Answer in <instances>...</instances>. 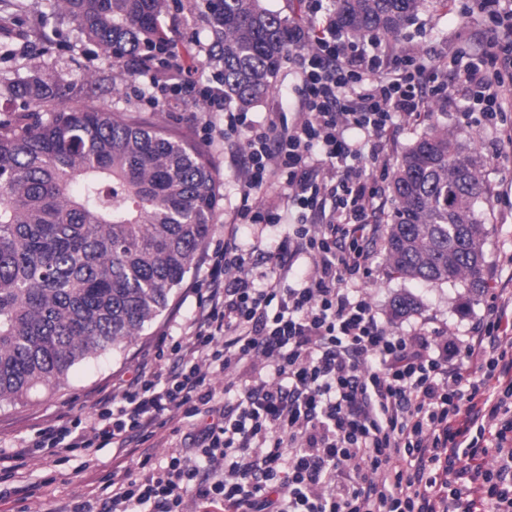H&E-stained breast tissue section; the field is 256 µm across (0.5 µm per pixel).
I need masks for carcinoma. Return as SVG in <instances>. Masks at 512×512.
I'll use <instances>...</instances> for the list:
<instances>
[{
  "instance_id": "1",
  "label": "carcinoma",
  "mask_w": 512,
  "mask_h": 512,
  "mask_svg": "<svg viewBox=\"0 0 512 512\" xmlns=\"http://www.w3.org/2000/svg\"><path fill=\"white\" fill-rule=\"evenodd\" d=\"M89 42L135 69L164 54L169 0H55ZM224 102L248 109L273 90L289 24L262 0H205ZM422 0H335L336 31L394 38ZM57 78L8 87L33 123H0V404L65 385L70 370L122 353L175 300L214 231L219 182L199 149L105 104L69 107ZM48 113L44 118L41 113ZM429 108L391 172L385 263L399 278L485 288L483 157ZM411 293L389 315L418 312Z\"/></svg>"
}]
</instances>
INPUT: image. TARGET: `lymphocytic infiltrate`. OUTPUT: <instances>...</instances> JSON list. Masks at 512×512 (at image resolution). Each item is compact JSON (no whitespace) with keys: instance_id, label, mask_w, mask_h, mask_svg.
<instances>
[{"instance_id":"obj_1","label":"lymphocytic infiltrate","mask_w":512,"mask_h":512,"mask_svg":"<svg viewBox=\"0 0 512 512\" xmlns=\"http://www.w3.org/2000/svg\"><path fill=\"white\" fill-rule=\"evenodd\" d=\"M473 2L487 37L458 61L456 81L493 121L512 92V0ZM321 9L309 0L291 25L297 119L277 112L246 134L243 192L261 201L244 217L277 224L300 210L275 272L255 287L235 238L225 240L206 261L188 335L160 343L91 424L40 430L34 448L108 446L117 459L91 497L58 512H512V297L493 294L470 336L451 339V360L426 328L384 326L357 286L383 207L374 175L392 167L398 121H423L443 95L438 68L390 56L372 36H337ZM179 72L174 94L222 114L227 131L243 127L223 86ZM303 253L315 268L290 286L288 262ZM216 369L235 376L217 387ZM235 388L241 398L216 409ZM189 418L203 425L188 444ZM161 434L167 462L156 467L144 446ZM133 446L143 450L134 468L123 463Z\"/></svg>"}]
</instances>
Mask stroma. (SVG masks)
I'll use <instances>...</instances> for the list:
<instances>
[{
    "mask_svg": "<svg viewBox=\"0 0 512 512\" xmlns=\"http://www.w3.org/2000/svg\"><path fill=\"white\" fill-rule=\"evenodd\" d=\"M25 11H15L12 0H0V43L9 44L10 53L0 55V85L23 79L41 71L59 74L65 79L60 99L74 107L89 105L98 96L113 101L117 112L125 118L158 123L187 137L200 149L220 177L223 200L214 217L210 245L223 243L225 236L235 235L237 243L250 255V263L258 269L271 266L274 252L297 213L284 217L282 224L269 227L241 219L243 188L239 172L242 134L225 136L223 117L204 124L197 107L167 97L163 108L150 107L148 95H160L151 80H164L161 68L146 71L139 81L127 79L126 71L103 54L87 51L84 34L67 17L53 12L47 0H26ZM203 0H181L161 19L172 42L187 51L201 82L211 81L216 72L209 59L210 37L202 15ZM483 27L479 13L462 10L446 0H425L417 21L390 42L392 51L414 50L439 65L445 82H452V62L469 37ZM296 66L284 61L274 83V90L246 114L250 126L266 124L272 113H285L294 119L300 109L301 91L296 79ZM465 95L456 92L447 107L448 128L464 143H475L484 158L482 178L487 187L484 205L488 220L485 276L488 290L470 298L468 312H461L464 288L452 284H432L404 280L388 274L383 250H376L369 275L359 285L368 292L380 321H387L391 299L399 293L417 296V314L395 323L394 331L407 334L430 321L434 326L468 335L475 323L487 313L492 288L512 290V159L493 152L498 133L485 121L481 112L467 113ZM199 274H191L170 310L149 325L139 340L124 354H105L77 366L66 385L52 393L40 392L26 403L0 406V448L12 452L33 438L49 421L66 415L88 419L93 407L105 395L118 392L136 367L150 358L162 337L185 335L196 311L195 289ZM467 296V295H466ZM111 463V448H79L63 451L53 457L36 455L27 461L15 486L20 495L0 500V512H55L58 505L84 499L95 489L94 471L88 460Z\"/></svg>",
    "mask_w": 512,
    "mask_h": 512,
    "instance_id": "stroma-1",
    "label": "stroma"
}]
</instances>
